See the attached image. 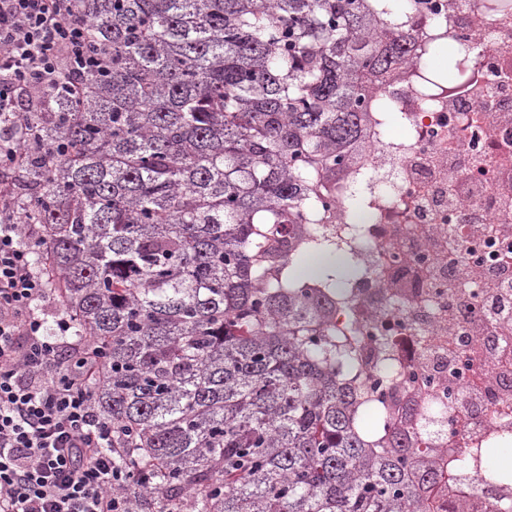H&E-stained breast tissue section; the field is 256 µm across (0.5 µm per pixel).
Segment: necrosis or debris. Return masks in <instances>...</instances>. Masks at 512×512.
I'll return each mask as SVG.
<instances>
[{"mask_svg": "<svg viewBox=\"0 0 512 512\" xmlns=\"http://www.w3.org/2000/svg\"><path fill=\"white\" fill-rule=\"evenodd\" d=\"M443 14L466 59L424 96L406 66L389 87L406 124L394 135L370 124L331 223L311 230L346 238L345 199L370 198L366 273L349 313L329 310L326 322L354 320L367 402L434 449L437 504L489 512L472 497L479 474L454 460L512 431V0L476 13L445 0Z\"/></svg>", "mask_w": 512, "mask_h": 512, "instance_id": "obj_1", "label": "necrosis or debris"}]
</instances>
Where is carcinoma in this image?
I'll return each mask as SVG.
<instances>
[{"instance_id": "cac0c4a2", "label": "carcinoma", "mask_w": 512, "mask_h": 512, "mask_svg": "<svg viewBox=\"0 0 512 512\" xmlns=\"http://www.w3.org/2000/svg\"><path fill=\"white\" fill-rule=\"evenodd\" d=\"M104 69L30 113L8 172L72 334L102 348L93 402L143 459L138 512H430L432 449L357 401L348 337L321 321L363 273L308 234L348 148L398 113L405 60L464 50L430 0H76ZM435 30L426 44L419 27ZM82 90L77 101L66 91ZM478 492L512 484L490 452Z\"/></svg>"}]
</instances>
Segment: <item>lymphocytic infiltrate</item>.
<instances>
[{
    "mask_svg": "<svg viewBox=\"0 0 512 512\" xmlns=\"http://www.w3.org/2000/svg\"><path fill=\"white\" fill-rule=\"evenodd\" d=\"M88 43L75 0H0V168L25 159V115L41 111L60 73L93 66ZM31 233L0 185V512H132L138 458L94 410L98 349L71 338L68 318L44 326Z\"/></svg>",
    "mask_w": 512,
    "mask_h": 512,
    "instance_id": "lymphocytic-infiltrate-1",
    "label": "lymphocytic infiltrate"
}]
</instances>
